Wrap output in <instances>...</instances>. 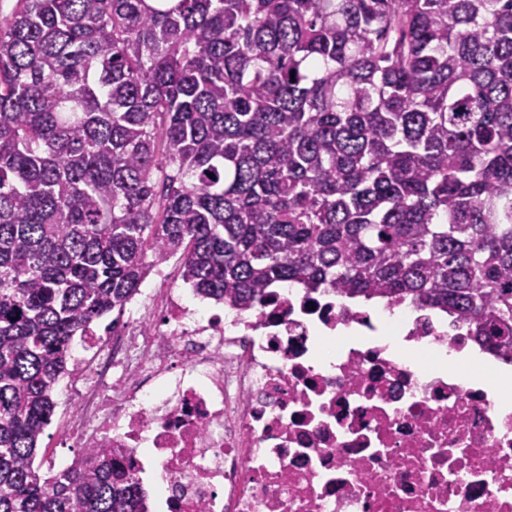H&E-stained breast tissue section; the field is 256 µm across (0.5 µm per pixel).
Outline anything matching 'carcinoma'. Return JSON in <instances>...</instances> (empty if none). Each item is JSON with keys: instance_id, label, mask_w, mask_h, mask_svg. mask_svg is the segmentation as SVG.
<instances>
[{"instance_id": "1", "label": "carcinoma", "mask_w": 512, "mask_h": 512, "mask_svg": "<svg viewBox=\"0 0 512 512\" xmlns=\"http://www.w3.org/2000/svg\"><path fill=\"white\" fill-rule=\"evenodd\" d=\"M180 255L242 308L408 301L512 360V0H16L0 18V512H146L40 473L73 337Z\"/></svg>"}]
</instances>
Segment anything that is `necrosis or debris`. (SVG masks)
<instances>
[{
  "instance_id": "necrosis-or-debris-1",
  "label": "necrosis or debris",
  "mask_w": 512,
  "mask_h": 512,
  "mask_svg": "<svg viewBox=\"0 0 512 512\" xmlns=\"http://www.w3.org/2000/svg\"><path fill=\"white\" fill-rule=\"evenodd\" d=\"M134 313L76 358L63 435L160 473L148 512H512V378L478 372L467 326L290 281L252 310L149 288Z\"/></svg>"
}]
</instances>
